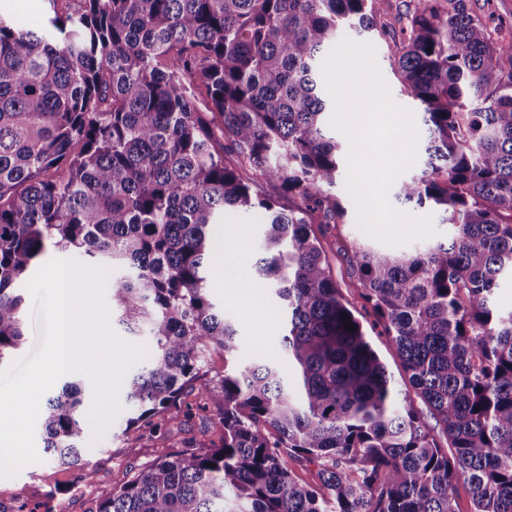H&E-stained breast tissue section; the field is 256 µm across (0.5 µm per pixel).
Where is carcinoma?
<instances>
[{
	"instance_id": "carcinoma-1",
	"label": "carcinoma",
	"mask_w": 512,
	"mask_h": 512,
	"mask_svg": "<svg viewBox=\"0 0 512 512\" xmlns=\"http://www.w3.org/2000/svg\"><path fill=\"white\" fill-rule=\"evenodd\" d=\"M47 2L40 31L0 16V363L23 344L21 285L51 244L115 270L112 313L150 345L126 429L151 447L154 419L187 417L193 393L218 402L222 426L85 512H457L461 479L473 512H512V308L495 302L512 274V44L466 0H413L394 60L425 139L397 197L452 231L414 253L357 243L349 256L443 447L395 391L313 228L347 215L328 192L342 144L321 55L391 0ZM228 210L262 215L252 278L281 302L290 381L266 360L207 377L209 352L235 350L208 271L233 249L213 231ZM89 406L69 381L38 427L86 487ZM283 448L321 462L320 485L298 483Z\"/></svg>"
}]
</instances>
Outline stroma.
Masks as SVG:
<instances>
[{
    "label": "stroma",
    "mask_w": 512,
    "mask_h": 512,
    "mask_svg": "<svg viewBox=\"0 0 512 512\" xmlns=\"http://www.w3.org/2000/svg\"><path fill=\"white\" fill-rule=\"evenodd\" d=\"M467 4L494 29L499 42H512V0H467ZM409 6L410 0H392L385 33L369 32L364 36L365 41L371 42L377 49V61L394 102L408 109L413 108L414 103L401 90L391 67V54L395 42L403 37L405 14ZM224 221L240 225L244 230L237 252V279L225 281L223 259H216L212 263V300L217 310L224 312L238 330L233 359L236 364L244 365L260 355L280 358L279 304L271 295L255 290L250 280L259 245L261 217L254 213L228 212L224 215ZM365 238V233L357 224H333L326 228L321 243L329 256L332 274L344 299L362 322L368 340L385 363L397 389L404 393L409 391L410 386L400 369L397 354L385 344L382 328L372 313L363 308L359 285L345 257L354 243ZM187 401L191 406L190 417L183 423L167 425L149 448L141 446L136 431L127 430L126 413H119L103 438L89 446L86 452L87 459L97 470L94 489L77 485L72 470L59 466L45 456L40 462L23 467L15 477L0 479V499H10L21 491L25 493L29 505L40 508L41 512H86L88 501L94 494L120 486L148 462L180 448L183 439L193 437L206 443L219 441L222 429L215 422L214 408L200 409L199 398L192 395L188 396Z\"/></svg>",
    "instance_id": "35a3bbf8"
}]
</instances>
